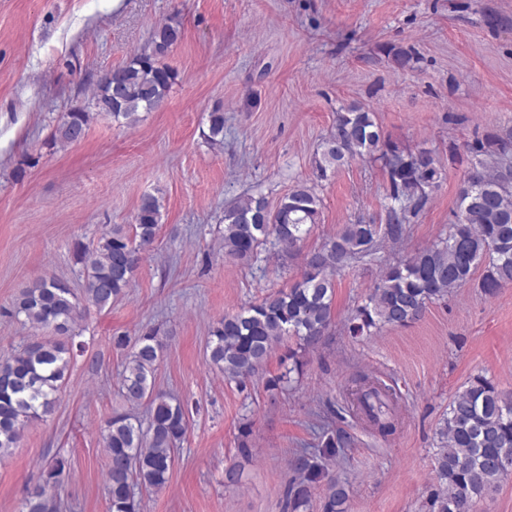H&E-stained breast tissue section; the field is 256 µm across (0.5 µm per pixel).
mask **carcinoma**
Returning <instances> with one entry per match:
<instances>
[{"mask_svg": "<svg viewBox=\"0 0 512 512\" xmlns=\"http://www.w3.org/2000/svg\"><path fill=\"white\" fill-rule=\"evenodd\" d=\"M181 23L170 19L153 28L148 49L134 53L114 68L112 81L99 78L89 102L65 113L53 132L62 146L81 141L93 113L133 126L140 113L157 108L176 80L161 58L177 44ZM210 139L224 136V113H209ZM470 167L458 192L455 223L433 246L386 266L366 302L350 320L353 336L381 325L406 326L418 320L427 304L448 297L466 284L479 264L485 265L481 288L494 295L512 283V130L467 144ZM368 158L380 164L389 190L386 223L358 220L346 224L307 259L300 279L288 289L269 293L258 303L227 314L211 330L209 363L224 377L240 384L254 376L275 346L294 338L299 348L319 344L332 325L336 271L351 260L371 256L378 242L403 239L406 225L418 216L438 187L442 166L428 149L411 150L382 138L375 113L349 106L336 113L330 132L320 143L316 177L349 160ZM322 199L315 187L301 184L283 196L275 209L266 200L244 196L224 208V255L241 261L258 259L263 250L288 254L317 223ZM161 220L157 197H142L136 222L106 228L97 240L79 243L77 263L85 278L83 295L58 279H42L23 289L14 315L29 326L49 330L52 338L34 341L0 359V455L17 447L27 424L46 418L74 360V326L85 313L112 306L126 293L142 255L155 241ZM164 347L159 330L138 336L120 374V391L135 406L146 405L147 424L117 414L105 422L103 439L108 456L105 475L110 512H139L133 488L163 487L188 422L181 402L155 387V372ZM285 372L267 379L270 391H281L301 368L297 351ZM396 396L378 380L364 379L352 393L351 406L382 434L394 430L390 417ZM251 426H239L237 453L252 457ZM350 437L336 432L321 441L323 457L296 458L297 477L288 488L289 512H309L315 486L322 485L324 512H346L348 484L325 464ZM436 485L429 512H474L478 500L512 474V394L500 391L483 375L471 377L448 405L437 431L434 451ZM68 475L58 457L43 472V480L27 490L21 512H57L47 485Z\"/></svg>", "mask_w": 512, "mask_h": 512, "instance_id": "cac0c4a2", "label": "carcinoma"}]
</instances>
